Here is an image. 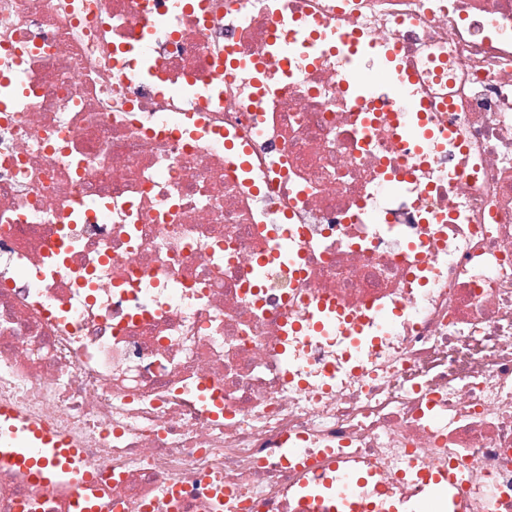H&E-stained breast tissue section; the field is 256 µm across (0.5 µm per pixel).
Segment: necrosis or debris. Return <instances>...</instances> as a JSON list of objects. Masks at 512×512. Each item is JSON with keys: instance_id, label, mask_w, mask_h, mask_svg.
Returning a JSON list of instances; mask_svg holds the SVG:
<instances>
[{"instance_id": "obj_1", "label": "necrosis or debris", "mask_w": 512, "mask_h": 512, "mask_svg": "<svg viewBox=\"0 0 512 512\" xmlns=\"http://www.w3.org/2000/svg\"><path fill=\"white\" fill-rule=\"evenodd\" d=\"M2 409L86 479L0 512H512V0H0ZM342 314V310L337 305L319 302L312 320L306 325L305 330L313 336H325L329 331L331 320ZM380 491L374 473L340 461L295 488V511L374 512ZM423 489V495L408 502H395L390 512H436V505H440L444 512L465 511V484L461 466L448 471H413L411 473Z\"/></svg>"}]
</instances>
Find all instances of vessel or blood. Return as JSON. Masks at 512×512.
Returning <instances> with one entry per match:
<instances>
[{
  "mask_svg": "<svg viewBox=\"0 0 512 512\" xmlns=\"http://www.w3.org/2000/svg\"><path fill=\"white\" fill-rule=\"evenodd\" d=\"M341 314L338 306L318 303L306 330L314 336L326 335L331 320ZM73 455L65 436L32 424L17 434L13 447L0 451V460L21 466L32 478L51 485L60 473L70 471ZM414 477L422 496L411 502L393 503L390 512H465L461 468L421 470ZM380 491L374 473L340 461L295 488V512H374Z\"/></svg>",
  "mask_w": 512,
  "mask_h": 512,
  "instance_id": "1",
  "label": "vessel or blood"
}]
</instances>
